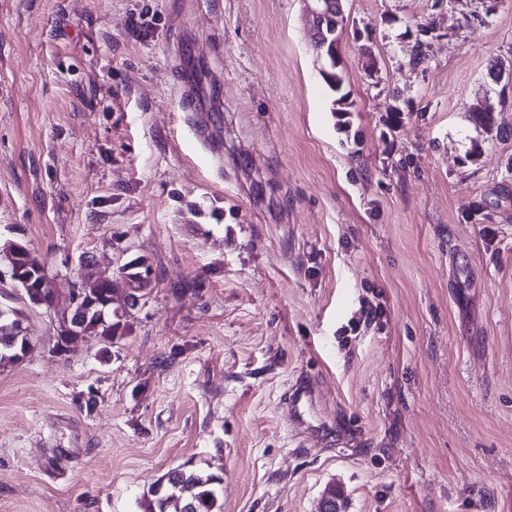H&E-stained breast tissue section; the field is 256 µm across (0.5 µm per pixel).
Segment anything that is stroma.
I'll return each instance as SVG.
<instances>
[{
	"instance_id": "35a3bbf8",
	"label": "stroma",
	"mask_w": 512,
	"mask_h": 512,
	"mask_svg": "<svg viewBox=\"0 0 512 512\" xmlns=\"http://www.w3.org/2000/svg\"><path fill=\"white\" fill-rule=\"evenodd\" d=\"M343 8L358 145L305 0H0V248L63 292L86 259L151 278L123 338L57 356L0 257L32 342L0 368V512H142L183 464L224 512H318L332 485L346 512H512V0ZM376 291L381 324L342 339ZM329 80L323 81L326 83L328 88L336 95L333 100V105L337 108H333V112L336 115V127L337 129L347 136V139L351 137L352 130V112H350V103L347 102L348 93L344 92V77L340 66L330 68ZM288 411L293 419L300 424H305L303 413L305 408L313 401L314 391L305 384H296L288 392Z\"/></svg>"
}]
</instances>
